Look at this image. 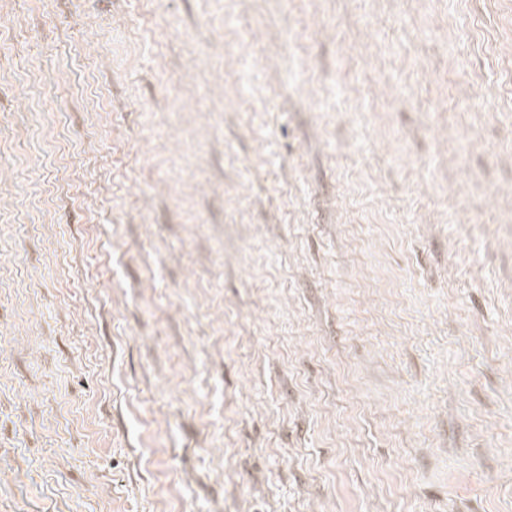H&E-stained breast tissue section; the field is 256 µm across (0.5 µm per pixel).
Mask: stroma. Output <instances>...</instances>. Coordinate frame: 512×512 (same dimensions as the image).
<instances>
[{"label":"stroma","instance_id":"stroma-1","mask_svg":"<svg viewBox=\"0 0 512 512\" xmlns=\"http://www.w3.org/2000/svg\"><path fill=\"white\" fill-rule=\"evenodd\" d=\"M0 512H512V0H0Z\"/></svg>","mask_w":512,"mask_h":512}]
</instances>
